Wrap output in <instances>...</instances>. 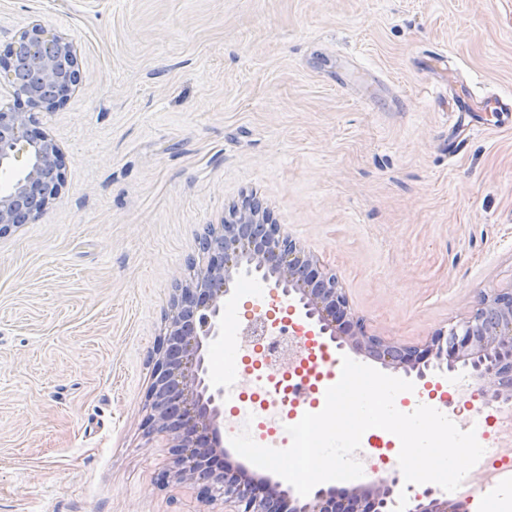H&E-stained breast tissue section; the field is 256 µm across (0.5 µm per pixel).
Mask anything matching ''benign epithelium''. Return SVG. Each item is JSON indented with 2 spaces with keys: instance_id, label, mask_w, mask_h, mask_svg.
<instances>
[{
  "instance_id": "obj_1",
  "label": "benign epithelium",
  "mask_w": 512,
  "mask_h": 512,
  "mask_svg": "<svg viewBox=\"0 0 512 512\" xmlns=\"http://www.w3.org/2000/svg\"><path fill=\"white\" fill-rule=\"evenodd\" d=\"M0 72L16 98L48 111L61 106L81 81L74 42L40 24L23 31L0 57ZM29 123L25 112L0 109V169L26 157L21 179L0 193V235L34 219L62 185L59 145L33 134ZM199 250L207 263L199 266L191 259L192 280L170 300L167 333L156 349L148 423L170 441L169 473L179 483L200 485L207 506L220 500L235 506L234 512H390L399 484L396 473L378 475L364 487L319 489L302 503L285 493L281 482L251 477L228 460L224 411L217 404L223 392L205 384L204 346L224 329V297L230 293L232 271L244 264L284 295H300L305 317L316 320L319 334L407 372L429 365L432 358L450 370L462 360L473 369V396L488 405L512 404V285L480 294L473 313L449 331L408 345L371 333L365 320L351 313L337 275L278 225L267 223L255 203L233 208L218 226L205 225ZM433 494L427 488L415 495L408 512H467V502Z\"/></svg>"
}]
</instances>
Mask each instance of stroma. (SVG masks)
Returning a JSON list of instances; mask_svg holds the SVG:
<instances>
[{
    "label": "stroma",
    "instance_id": "1",
    "mask_svg": "<svg viewBox=\"0 0 512 512\" xmlns=\"http://www.w3.org/2000/svg\"><path fill=\"white\" fill-rule=\"evenodd\" d=\"M73 39L79 86L17 102L62 188L0 236V512H201L162 480L152 354L205 225L243 198L333 270L379 336L421 344L512 285V0H0V56ZM229 303L240 323L282 291ZM454 112H512V104L504 102L502 98L491 100L485 107L480 108L470 90H461L456 93Z\"/></svg>",
    "mask_w": 512,
    "mask_h": 512
}]
</instances>
